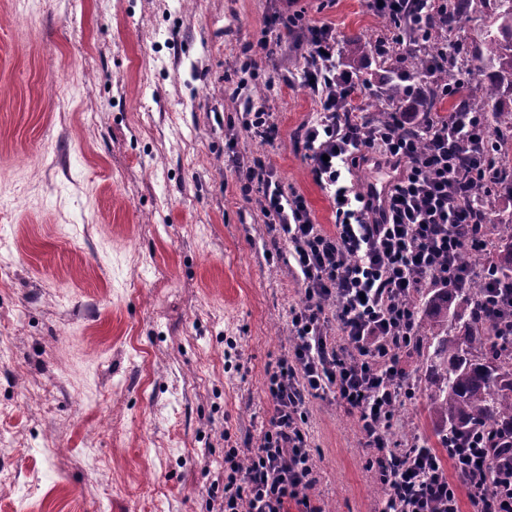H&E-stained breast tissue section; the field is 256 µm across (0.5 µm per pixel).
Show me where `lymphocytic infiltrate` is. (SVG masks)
<instances>
[{"label":"lymphocytic infiltrate","mask_w":512,"mask_h":512,"mask_svg":"<svg viewBox=\"0 0 512 512\" xmlns=\"http://www.w3.org/2000/svg\"><path fill=\"white\" fill-rule=\"evenodd\" d=\"M447 5L366 0L369 11L398 27V42L379 44V51L406 50L416 22ZM337 51L334 27L312 29L304 79L321 109L297 132L332 204L333 230L317 224L302 194L284 192L273 168L236 162L262 193L272 247L289 248L303 299L290 314L295 344L268 376L267 427L248 451L224 452L218 512H288L292 500L301 512H322L301 494L318 480L307 429L313 398L356 414L368 465L383 487L380 512H460L464 497L472 512H512V448L492 447L475 432L449 443L443 459L418 439H389L396 407L415 393L403 364L417 326L411 300L426 286L466 280L459 258L480 243L470 192L495 180L483 153L486 123L478 112H452L439 124L413 105L385 121L363 117L353 110L359 85L337 69ZM369 161L399 168L380 210L346 180Z\"/></svg>","instance_id":"f902f5d3"}]
</instances>
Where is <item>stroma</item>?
<instances>
[{
    "instance_id": "35a3bbf8",
    "label": "stroma",
    "mask_w": 512,
    "mask_h": 512,
    "mask_svg": "<svg viewBox=\"0 0 512 512\" xmlns=\"http://www.w3.org/2000/svg\"><path fill=\"white\" fill-rule=\"evenodd\" d=\"M307 25L375 42L361 0H298ZM285 0H0V512H216L227 446L268 423L269 371L303 292L268 259L259 158L319 223L331 203L298 127L320 97L284 36L257 47ZM375 116L376 54L352 69ZM268 106L280 135L245 127ZM392 440L429 436L434 372ZM325 512H378L355 416L310 399Z\"/></svg>"
}]
</instances>
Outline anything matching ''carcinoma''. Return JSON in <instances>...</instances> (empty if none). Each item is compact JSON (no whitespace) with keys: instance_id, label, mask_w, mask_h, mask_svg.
I'll return each mask as SVG.
<instances>
[{"instance_id":"cac0c4a2","label":"carcinoma","mask_w":512,"mask_h":512,"mask_svg":"<svg viewBox=\"0 0 512 512\" xmlns=\"http://www.w3.org/2000/svg\"><path fill=\"white\" fill-rule=\"evenodd\" d=\"M493 3L498 35L485 44V55L493 62L487 72L461 55L455 44L446 45L441 36L460 27L463 21ZM435 30V44L426 50L410 48L400 62L386 65L382 85L386 98L395 102L407 85L429 73H438V81L459 84L456 95L448 99L450 112H481L487 126L493 127L488 155L499 183L512 184V110L503 109L500 97L512 92V0H448V12L428 18ZM376 49L373 43L355 38L345 42L349 57L363 56ZM477 209L485 214L481 234L485 249L465 252L460 262L469 272L480 274L482 257L491 259L500 287L512 286V213L492 207L489 196L479 186L472 195ZM418 312L417 335L412 352L433 349L432 360L439 380L429 388L428 413L440 422L435 432L438 443L446 448L448 439L478 430L494 443L512 438V351L494 343L492 317L483 300L482 285L476 279L464 286L433 288L414 297ZM462 321L459 330H448V311Z\"/></svg>"}]
</instances>
